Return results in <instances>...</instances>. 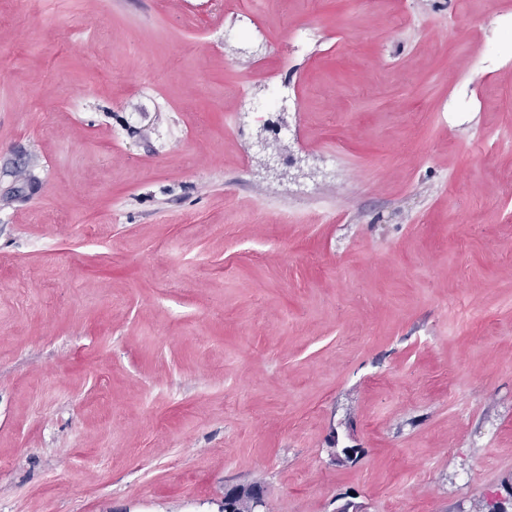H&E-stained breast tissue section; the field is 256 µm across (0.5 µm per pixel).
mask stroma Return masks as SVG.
Here are the masks:
<instances>
[{"label": "stroma", "instance_id": "35a3bbf8", "mask_svg": "<svg viewBox=\"0 0 512 512\" xmlns=\"http://www.w3.org/2000/svg\"><path fill=\"white\" fill-rule=\"evenodd\" d=\"M234 2L0 0V512H512V0ZM319 37L317 28L310 24L293 25L288 32V40L296 52L306 51ZM288 85L271 81L267 96L261 101L253 102L254 108L262 114L276 112L288 102Z\"/></svg>", "mask_w": 512, "mask_h": 512}]
</instances>
